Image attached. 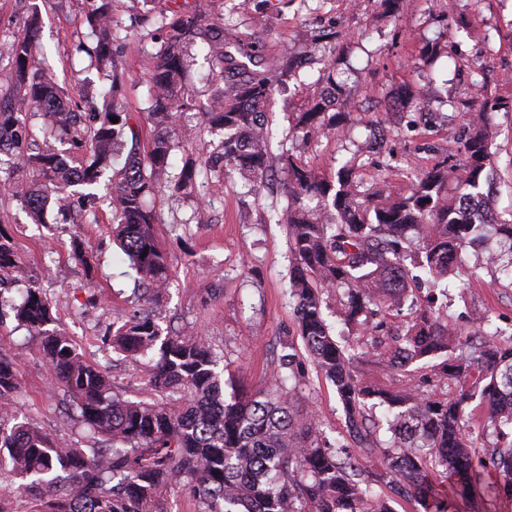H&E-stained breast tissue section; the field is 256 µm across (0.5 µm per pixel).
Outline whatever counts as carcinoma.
I'll use <instances>...</instances> for the list:
<instances>
[{
  "label": "carcinoma",
  "instance_id": "obj_1",
  "mask_svg": "<svg viewBox=\"0 0 512 512\" xmlns=\"http://www.w3.org/2000/svg\"><path fill=\"white\" fill-rule=\"evenodd\" d=\"M98 2L88 16L95 40L86 53L109 70L110 84L102 106L89 114L60 111L63 89L53 71L33 66L39 15H31L14 37L0 94V141L10 143L14 161L0 176V194L21 201L39 224L51 197L62 210L76 196L95 203L96 193L78 194L72 187L96 186L112 170V239L136 279L134 306L116 317L106 337L113 352L149 366L144 385L150 399L113 391L105 367L88 361L59 327L38 281L27 280L18 305L0 294V318L9 306L37 341L86 429L80 441L68 443L19 420L12 409L15 369L0 351V481L16 487L27 512H166L164 493L177 485L193 496L197 512H393L397 498L416 502L423 512H450L458 497L512 496V339L466 332L448 306L420 296L425 283L472 279L476 268L467 264V249L493 239L498 249L488 252L485 266L512 280V212L503 219L487 206L497 174L492 117L507 100L472 101L476 112L461 142L462 163L445 159L415 174L405 194L376 185L359 197L351 190L349 165L328 180L287 151L273 170L267 109L277 86L295 71V60L250 69L251 35L212 21L208 3L196 0L193 10L173 12L168 37L149 68V146L129 152L117 169L127 125L120 104L123 73L114 65L122 37L112 27V0ZM198 38L207 45L218 82L205 117L222 138L200 161L185 160L176 174L173 151L194 140L182 125L196 104V92L185 88L184 48ZM337 104L336 84L328 81L306 111L291 114L288 135L342 125ZM32 108L45 119L38 129L26 120ZM56 133L68 139L65 154L50 141ZM17 168L31 171L32 184L18 185L11 175ZM226 168L257 189L278 172L286 204L276 215L287 228L293 257L298 336L334 388L359 454L383 455L381 471L363 474L345 446L327 439L313 412L299 413L303 381L294 340L283 344L286 353L270 385L249 393L224 378V352L207 337L161 326L170 263L147 197L164 189L185 194L198 182L207 186ZM471 203L486 212L476 224L461 220L460 207ZM17 268L11 238L0 232V289L15 279ZM331 291L347 330L342 343L324 317V295ZM405 305L409 319L392 321ZM463 349L469 355L457 354ZM427 363L434 377H413ZM367 365L401 373L408 383L381 387L369 380ZM226 385L232 386L228 397ZM475 400L488 409L483 432L494 439L490 464L497 483L484 478L486 464H473L464 418ZM378 406L390 415L386 440L371 419ZM434 473L448 481V492L435 489Z\"/></svg>",
  "mask_w": 512,
  "mask_h": 512
}]
</instances>
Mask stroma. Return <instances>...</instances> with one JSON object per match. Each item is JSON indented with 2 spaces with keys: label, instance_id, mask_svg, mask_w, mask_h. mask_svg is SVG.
Listing matches in <instances>:
<instances>
[{
  "label": "stroma",
  "instance_id": "1",
  "mask_svg": "<svg viewBox=\"0 0 512 512\" xmlns=\"http://www.w3.org/2000/svg\"><path fill=\"white\" fill-rule=\"evenodd\" d=\"M193 3L113 0L112 21L129 33L116 51L125 76L123 105L141 146H148L153 135L147 118V75L165 38L158 19ZM92 6V0H0V50H7L30 11H38L37 65L54 71L71 101L94 97L106 82L82 50L92 41L85 21ZM210 11L215 21L252 28L253 48L261 62L311 45L324 29L347 34V41L316 49L315 64L287 80L268 111L274 138L282 140L289 113L307 108L321 91L319 71L334 65L353 125L342 136L314 131L289 144L302 163L329 179L353 158L362 188L377 178L403 191L415 171L432 168L456 152L467 127L451 107H441L439 116L425 123L407 106L424 83L414 65L426 43L444 48L430 66L441 96L466 100L484 88L492 95L512 97V0H403L396 17L384 14L380 0H210ZM205 54L198 43L186 55L188 84L199 103L186 116L193 129H201L200 107L207 102L211 80ZM370 122L390 132L384 154L377 157L362 149ZM492 150L500 174L493 204L502 211L512 207V107L495 117ZM98 194L89 224L73 223L53 209L46 223L35 224L17 200L0 199V229L10 235L23 272L10 294L20 298L27 279H37L54 315L86 358L106 366L114 392L141 398L145 366L113 353L104 340L106 328L128 306L133 280L128 261L112 240V199L106 189ZM148 203L157 215L155 235L171 262V283L161 309L164 325L207 336L223 350L238 386L251 392L264 388L273 377L282 343L298 336L288 290L292 257L286 229L273 220L283 204L279 182L269 181L255 195L228 172L201 188L198 198L171 202L159 194ZM77 238L86 249L83 263L72 257ZM448 303L465 329L512 337L511 282L482 269L465 287L450 284ZM0 349L15 367L17 415L55 437L80 438V429L65 414L67 400L55 387L36 343L13 316L0 319ZM303 369L304 401L330 442L349 444L333 388L311 363H304Z\"/></svg>",
  "mask_w": 512,
  "mask_h": 512
}]
</instances>
